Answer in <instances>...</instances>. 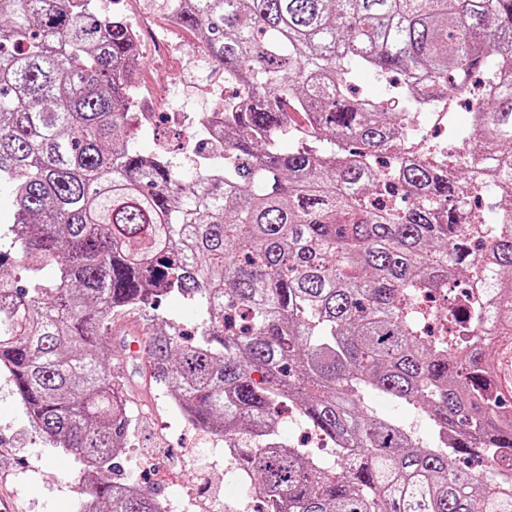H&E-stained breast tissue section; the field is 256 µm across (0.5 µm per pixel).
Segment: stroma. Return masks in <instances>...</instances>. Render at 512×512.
<instances>
[{
	"mask_svg": "<svg viewBox=\"0 0 512 512\" xmlns=\"http://www.w3.org/2000/svg\"><path fill=\"white\" fill-rule=\"evenodd\" d=\"M141 54V94L151 104H158L179 80L214 79L211 70L190 67L158 51L152 32H145ZM111 370L114 381L124 386L134 416L121 460L123 478L157 490L175 512H182L191 496L207 500L214 512L237 501L241 487L226 472L230 459L211 454L224 447L223 437L175 416L168 394L149 387L141 365L116 355ZM62 457L60 449L34 433L8 374L0 372V496L12 498L15 512H78L85 489L81 466L72 458L67 468H58L56 461Z\"/></svg>",
	"mask_w": 512,
	"mask_h": 512,
	"instance_id": "35a3bbf8",
	"label": "stroma"
}]
</instances>
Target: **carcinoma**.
Masks as SVG:
<instances>
[{"label":"carcinoma","instance_id":"cac0c4a2","mask_svg":"<svg viewBox=\"0 0 512 512\" xmlns=\"http://www.w3.org/2000/svg\"><path fill=\"white\" fill-rule=\"evenodd\" d=\"M182 23L251 92L192 184L135 146L123 20L0 0V370L82 465L80 512H163L112 478L131 418L108 336L128 309L184 417L255 437L233 461L265 512H512V474L460 467L512 462V213L472 223L468 193L494 154L481 183L512 189V0H184ZM482 70L466 152H393L406 116ZM364 72L399 74L403 111L354 95ZM299 118L316 135L295 137ZM171 295L201 316L191 343L159 313ZM422 295L447 333L425 330ZM371 394L424 415L431 440ZM287 403L336 460L280 439Z\"/></svg>","mask_w":512,"mask_h":512}]
</instances>
